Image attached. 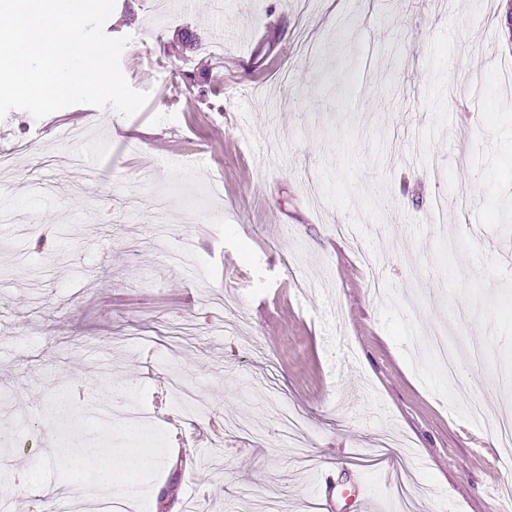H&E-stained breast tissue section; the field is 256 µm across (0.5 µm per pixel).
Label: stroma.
I'll use <instances>...</instances> for the list:
<instances>
[{
  "label": "stroma",
  "mask_w": 512,
  "mask_h": 512,
  "mask_svg": "<svg viewBox=\"0 0 512 512\" xmlns=\"http://www.w3.org/2000/svg\"><path fill=\"white\" fill-rule=\"evenodd\" d=\"M511 10L116 0L146 106L0 120V211L25 227L0 234V395L30 414L0 406V497L105 512L54 449L109 437L94 409L123 385L154 454L121 512H350L355 484L399 512L407 476L416 512H501L512 463L416 344L445 326L460 379L512 414ZM183 433L204 440L181 456Z\"/></svg>",
  "instance_id": "obj_1"
}]
</instances>
